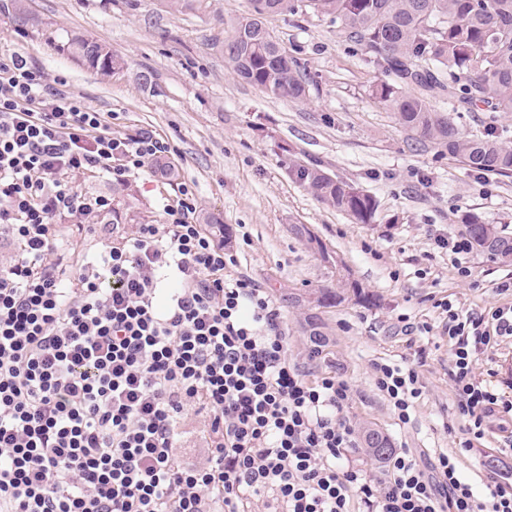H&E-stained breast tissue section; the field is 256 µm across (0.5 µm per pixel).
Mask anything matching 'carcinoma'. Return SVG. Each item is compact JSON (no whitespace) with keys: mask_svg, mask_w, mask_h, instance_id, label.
<instances>
[{"mask_svg":"<svg viewBox=\"0 0 512 512\" xmlns=\"http://www.w3.org/2000/svg\"><path fill=\"white\" fill-rule=\"evenodd\" d=\"M314 14L336 23L345 40L366 50L391 81L372 96L397 123L467 167L512 174V146L462 131L458 113L477 104L487 112H512V0H250L224 41V57L234 73L274 99L301 101L307 90L297 60L266 24L279 15ZM67 51L109 76L121 60L107 46L73 37ZM448 93V109L428 102L434 89ZM295 174L317 199L351 217L374 223L375 197L331 176L318 165L289 159ZM475 245L484 252L512 255V239L499 235L476 216L467 219ZM367 445L378 457L389 448L377 431Z\"/></svg>","mask_w":512,"mask_h":512,"instance_id":"carcinoma-1","label":"carcinoma"}]
</instances>
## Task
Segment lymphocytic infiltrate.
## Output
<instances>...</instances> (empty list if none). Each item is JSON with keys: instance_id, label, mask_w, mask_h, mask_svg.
Listing matches in <instances>:
<instances>
[{"instance_id": "f902f5d3", "label": "lymphocytic infiltrate", "mask_w": 512, "mask_h": 512, "mask_svg": "<svg viewBox=\"0 0 512 512\" xmlns=\"http://www.w3.org/2000/svg\"><path fill=\"white\" fill-rule=\"evenodd\" d=\"M171 152L150 129L113 134L104 113L0 52V512H512L500 467L480 493L453 454L425 462L394 448L377 470L352 459L350 384L289 362L279 307L198 224L193 186L179 184L163 223L69 258L56 220L110 206L74 177L124 185ZM495 288L508 301L484 312L436 303L465 452L512 416V399L473 371L512 339V276ZM372 369L409 423L416 362ZM191 412L203 422L197 463L179 452Z\"/></svg>"}]
</instances>
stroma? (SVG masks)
I'll return each mask as SVG.
<instances>
[{
  "instance_id": "obj_1",
  "label": "stroma",
  "mask_w": 512,
  "mask_h": 512,
  "mask_svg": "<svg viewBox=\"0 0 512 512\" xmlns=\"http://www.w3.org/2000/svg\"><path fill=\"white\" fill-rule=\"evenodd\" d=\"M37 25L18 26L13 0H0V50L21 54L48 81L62 80L84 103L109 115L114 134L156 130L173 149L174 174H141L116 185L78 176L79 191L110 199L91 215V232L75 235L60 221V237L77 253L94 252L112 230L130 235L163 221L162 203L177 183L194 185L198 215L213 213L241 268L266 290L285 316L288 356L305 365L312 328L343 367L354 399L357 433L375 430L391 445L432 457L455 452L465 423L454 416L448 379L451 345L434 303L448 298L481 312L503 303L494 285L512 275V258L473 252L470 278H460L428 229L462 231L475 214L512 238V176L489 185L434 144L404 130L371 96L386 74L345 41L329 18L277 16L274 35L309 78L299 103L273 99L235 75L222 47L248 0H28ZM105 44L123 61L105 77L60 49L68 36ZM320 165L375 196V223L356 224L317 200L288 174V157ZM305 235H298L297 227ZM328 307L313 304L323 291ZM432 326L407 341L396 334L399 314ZM424 351L423 395L401 424L374 385V362H400L410 347ZM478 377H492L512 394V343L481 355Z\"/></svg>"
}]
</instances>
